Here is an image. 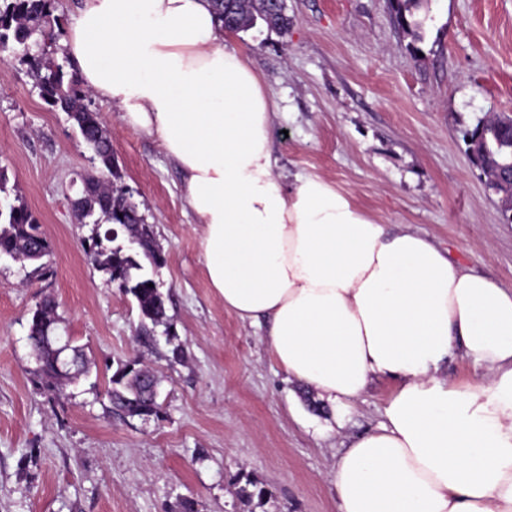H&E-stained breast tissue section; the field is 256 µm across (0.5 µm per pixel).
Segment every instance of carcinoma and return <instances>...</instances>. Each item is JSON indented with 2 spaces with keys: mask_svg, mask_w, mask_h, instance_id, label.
<instances>
[{
  "mask_svg": "<svg viewBox=\"0 0 512 512\" xmlns=\"http://www.w3.org/2000/svg\"><path fill=\"white\" fill-rule=\"evenodd\" d=\"M422 2L392 0L398 25L416 37L420 24L415 12ZM212 6L224 22V30L234 33L248 31L259 22L281 33L292 25L283 0H212ZM54 11L55 0H0V61L17 60L25 65L36 77L41 99L70 116L100 161L102 176L86 181L73 205L83 221L97 213L106 218L105 226L94 222L88 242L95 245L98 266L109 275L110 282L136 299L141 315L140 342L145 344L154 341L157 327L168 324L165 299L146 271L148 264L163 265L165 257L157 251L150 226L121 183L109 131L99 113L87 104L90 92L67 61L60 62L48 52V45L55 40L51 24ZM461 138L469 158L480 162L488 180L497 185L505 211H511L512 183L503 175L512 171V126L501 119L480 118L475 125L461 130ZM45 243L37 219L24 202H0V255L9 254L19 262H36L33 273L44 276L50 272L49 265L43 262L49 254ZM56 309L57 303L51 297L38 302L28 334L32 349L44 353L40 372L49 391L87 375L83 349L74 344L70 359L77 374L69 378L52 373L55 356L45 347V340L59 320ZM157 387L159 380L147 370L132 381L117 370L109 379L106 394L120 414L132 415L153 404Z\"/></svg>",
  "mask_w": 512,
  "mask_h": 512,
  "instance_id": "obj_1",
  "label": "carcinoma"
}]
</instances>
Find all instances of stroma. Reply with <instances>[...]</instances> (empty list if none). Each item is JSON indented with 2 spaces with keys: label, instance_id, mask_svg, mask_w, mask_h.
<instances>
[{
  "label": "stroma",
  "instance_id": "35a3bbf8",
  "mask_svg": "<svg viewBox=\"0 0 512 512\" xmlns=\"http://www.w3.org/2000/svg\"><path fill=\"white\" fill-rule=\"evenodd\" d=\"M287 34L237 35L275 104L272 151L286 182L317 175L369 217L428 234L475 273L512 287V223L469 160L461 129L512 116V0H428L420 39L390 0H288ZM130 199L166 259L153 277L169 332L136 341L132 297L87 259L71 211L100 164L67 113L19 64L0 65V171L52 250L51 271L0 258V512H336L330 478L349 437L379 425L394 383L349 412L287 380L262 328L211 288L182 175L155 138L92 98ZM58 304L60 334L89 376L47 391L28 341L30 311ZM184 359L169 361L174 347ZM143 355L161 381L159 416L116 415L105 389Z\"/></svg>",
  "mask_w": 512,
  "mask_h": 512
}]
</instances>
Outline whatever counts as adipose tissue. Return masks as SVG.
Returning a JSON list of instances; mask_svg holds the SVG:
<instances>
[{
	"mask_svg": "<svg viewBox=\"0 0 512 512\" xmlns=\"http://www.w3.org/2000/svg\"><path fill=\"white\" fill-rule=\"evenodd\" d=\"M61 46L176 162L211 287L288 378L345 411L395 381L336 458V512H512V289L321 177L285 184L274 104L209 0H79ZM456 357L484 380L450 384Z\"/></svg>",
	"mask_w": 512,
	"mask_h": 512,
	"instance_id": "ef3b65f1",
	"label": "adipose tissue"
}]
</instances>
